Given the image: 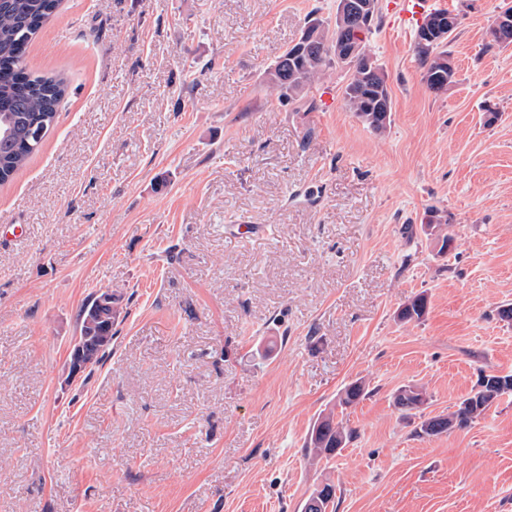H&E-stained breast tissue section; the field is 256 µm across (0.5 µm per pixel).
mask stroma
<instances>
[{"label": "stroma", "mask_w": 512, "mask_h": 512, "mask_svg": "<svg viewBox=\"0 0 512 512\" xmlns=\"http://www.w3.org/2000/svg\"><path fill=\"white\" fill-rule=\"evenodd\" d=\"M388 3L366 38L379 134L322 101L344 69L291 99L266 78L337 0H62L27 65L67 92L0 186V512H299L325 479L336 512H512V394L415 432L512 374V44L484 48L512 0H443L440 93ZM102 290L112 351L70 375ZM418 295L425 316L398 320ZM357 379L367 396L339 407ZM410 385L428 401L405 416ZM330 412L356 437L311 459ZM502 379L511 380V392L509 393H512V375H485L478 388L463 399L457 411L450 415H436L423 419L416 433L425 436H438L455 428L468 427L483 417L500 396L507 393L500 389L499 383ZM425 401V392L418 386H406L394 397L395 407L404 412L419 410Z\"/></svg>", "instance_id": "stroma-1"}]
</instances>
